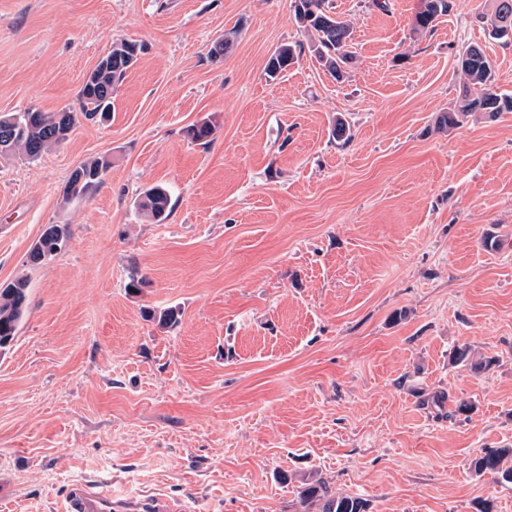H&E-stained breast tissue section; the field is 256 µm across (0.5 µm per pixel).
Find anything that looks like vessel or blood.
Here are the masks:
<instances>
[{
  "mask_svg": "<svg viewBox=\"0 0 512 512\" xmlns=\"http://www.w3.org/2000/svg\"><path fill=\"white\" fill-rule=\"evenodd\" d=\"M65 512H177L173 503L164 497H155L138 503L113 497L103 481L76 483L67 492Z\"/></svg>",
  "mask_w": 512,
  "mask_h": 512,
  "instance_id": "vessel-or-blood-1",
  "label": "vessel or blood"
}]
</instances>
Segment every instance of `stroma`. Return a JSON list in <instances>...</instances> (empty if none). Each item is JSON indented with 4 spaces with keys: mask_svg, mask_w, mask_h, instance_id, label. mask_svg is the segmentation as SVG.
<instances>
[{
    "mask_svg": "<svg viewBox=\"0 0 512 512\" xmlns=\"http://www.w3.org/2000/svg\"><path fill=\"white\" fill-rule=\"evenodd\" d=\"M386 2L328 0L353 30L339 83L294 0H0V114L78 110L113 43L144 47L108 119L0 160V284L28 281L0 352V512H64L94 479L181 512H297L313 471L367 512H512V483L470 468L512 448V112L435 125L467 46L512 95V41L489 35L494 0L419 33L420 0ZM283 45L302 51L268 78ZM99 155L104 183L64 202ZM156 183L162 224L133 206ZM49 224L70 239L32 264ZM462 345L490 367L455 364ZM112 162L104 156H96L75 168L62 189V198L69 203L82 199L104 182Z\"/></svg>",
    "mask_w": 512,
    "mask_h": 512,
    "instance_id": "stroma-1",
    "label": "stroma"
}]
</instances>
